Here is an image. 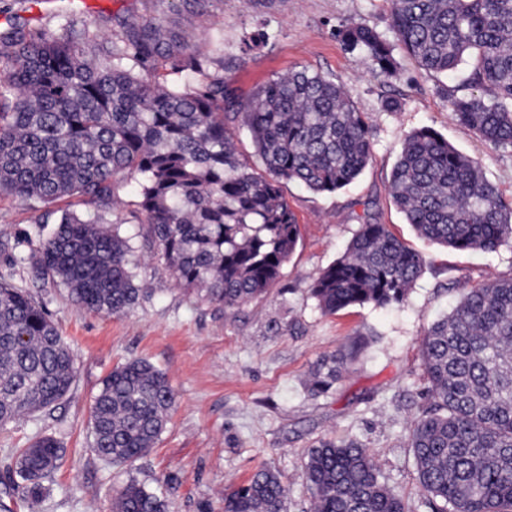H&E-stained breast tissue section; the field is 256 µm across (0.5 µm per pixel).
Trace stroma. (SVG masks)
<instances>
[{
  "label": "stroma",
  "instance_id": "obj_1",
  "mask_svg": "<svg viewBox=\"0 0 512 512\" xmlns=\"http://www.w3.org/2000/svg\"><path fill=\"white\" fill-rule=\"evenodd\" d=\"M144 16L191 41L223 37L224 109L233 115L229 126L244 158L254 157L240 118L249 99L277 76L306 68L342 84L365 113L372 159L355 182L331 195L283 183L300 224L299 243L274 287L233 311L176 284L140 240L137 198L123 180L115 214L137 238L136 284L143 289L128 313L109 317L78 308L64 286L34 280L27 265H8L0 252V274L46 306L77 367L71 391L52 413L0 428V501L10 512H112L116 491L134 480L164 488L168 512H224L225 494L269 467L288 491V512H313L304 476L309 449L324 440L354 439L370 450L381 480L399 492L406 512H431L408 446L425 403L421 342L469 288L512 277V242L493 252H457L426 241L395 207L390 174L405 134L429 126L477 158L512 201V152L481 140L452 116L448 96L462 92V74L427 73L400 50L398 72L386 78L346 47L341 32L352 26L391 36V0H208L203 10L193 0H0V33L18 18L54 30L96 17L108 38L119 21ZM388 96L401 100L399 111L382 110ZM370 214L423 256V273L403 304L322 314L312 281ZM34 228L28 205L0 197V244L15 247ZM339 353L348 357L341 378L327 393L310 395L313 370ZM139 358L165 372L176 404L154 448L121 470L92 452L87 420L112 369ZM40 435L57 439L61 459L34 511L11 489L7 451Z\"/></svg>",
  "mask_w": 512,
  "mask_h": 512
}]
</instances>
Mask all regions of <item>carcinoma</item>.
I'll return each instance as SVG.
<instances>
[{"mask_svg": "<svg viewBox=\"0 0 512 512\" xmlns=\"http://www.w3.org/2000/svg\"><path fill=\"white\" fill-rule=\"evenodd\" d=\"M393 40L366 26L343 32L372 71L393 77L404 50L431 74L469 67L464 94H451L457 122L512 149V0H392ZM224 43L177 42L152 17L125 23L104 46L98 19L55 32L16 23L0 36V196L15 197L41 224L27 260L71 301L108 316L128 312L132 238L112 219L116 181L134 180L144 237L177 284L236 309L266 294L299 239L281 184L331 194L372 157V127L334 80L292 70L252 96L243 125L260 166L238 151L224 115ZM390 194L418 235L460 252L494 251L512 239V202L480 163L429 126L408 133ZM52 228L45 230V225ZM422 255L369 218L344 253L313 280L322 313L404 302ZM427 407L409 447L433 512H512V277L463 295L433 323L421 348ZM341 354L312 373L318 396L339 380ZM75 362L45 308L0 277V426L46 413L71 390ZM175 394L146 360L116 366L91 406L97 457L116 466L146 455L163 432ZM60 460L41 436L16 450L14 491L37 504ZM305 476L314 512H406L354 440L309 449ZM112 512H167L161 492L131 480ZM224 512H288L279 475L258 470L224 496Z\"/></svg>", "mask_w": 512, "mask_h": 512, "instance_id": "cac0c4a2", "label": "carcinoma"}]
</instances>
